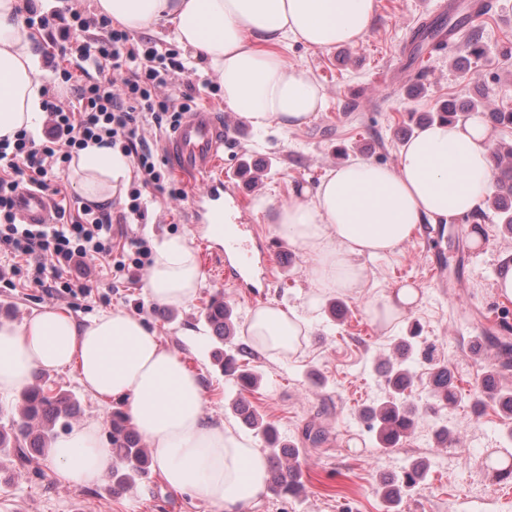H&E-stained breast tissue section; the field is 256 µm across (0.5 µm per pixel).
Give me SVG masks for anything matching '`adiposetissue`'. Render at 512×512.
Returning a JSON list of instances; mask_svg holds the SVG:
<instances>
[{"mask_svg": "<svg viewBox=\"0 0 512 512\" xmlns=\"http://www.w3.org/2000/svg\"><path fill=\"white\" fill-rule=\"evenodd\" d=\"M22 0H0V139L19 130L40 136L43 60L21 28ZM98 14L130 30L172 27L175 41L201 57L218 78L226 106L255 129H299L324 109L327 94L280 51L288 41L329 50L362 43L376 0H96ZM498 142L481 114L434 121L399 150L396 166L357 158L332 168L315 192L292 196L274 210L289 244L309 257V309L323 298L362 295L367 260L394 254L419 224L445 223L486 203ZM82 195L111 201L130 177V160L89 145L70 163ZM204 279L187 242L156 246L143 290L158 304L188 305ZM418 286L403 283L367 312L388 330L418 303ZM312 322L295 309L265 304L243 327L254 348L280 359L296 354ZM75 368L84 390L100 402L120 400L148 444L165 482L208 502L213 512H252L268 481L265 455L250 439L208 418L199 376L163 348L155 332L123 310L89 323L44 307L22 322L0 321V393L21 390L40 371ZM96 422L79 423L52 447L49 465L71 486L102 481L112 451Z\"/></svg>", "mask_w": 512, "mask_h": 512, "instance_id": "obj_1", "label": "adipose tissue"}]
</instances>
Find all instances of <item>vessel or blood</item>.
Masks as SVG:
<instances>
[{"mask_svg":"<svg viewBox=\"0 0 512 512\" xmlns=\"http://www.w3.org/2000/svg\"><path fill=\"white\" fill-rule=\"evenodd\" d=\"M226 137L223 113L205 107L186 114L166 138L164 151L176 173L198 178L202 184L194 196L190 221L199 225L202 241L214 254L225 282L249 288L256 268L272 267L274 259L270 249L253 247L248 238L243 190L224 182L221 165ZM50 210L49 198L39 190L19 191L16 212L22 223H46Z\"/></svg>","mask_w":512,"mask_h":512,"instance_id":"obj_1","label":"vessel or blood"}]
</instances>
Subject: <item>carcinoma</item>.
<instances>
[{
  "instance_id": "1",
  "label": "carcinoma",
  "mask_w": 512,
  "mask_h": 512,
  "mask_svg": "<svg viewBox=\"0 0 512 512\" xmlns=\"http://www.w3.org/2000/svg\"><path fill=\"white\" fill-rule=\"evenodd\" d=\"M444 22L433 21L422 24L416 32L413 43L420 47L435 39L443 29ZM484 110L479 100L458 101L450 99L441 104L438 112L421 118L420 125L435 119H457L469 112ZM497 171L493 185L491 203L498 215L502 231L512 235V147L497 145L494 151ZM213 338L222 343L233 332L232 309L224 304V298L213 299L203 311ZM488 345L497 349L498 362L487 369V377L478 382L472 399L481 404L487 398H496L503 410L512 415V394L503 391L500 377L512 369V344L501 336L485 337ZM394 358L379 364L378 373L383 378L388 394L375 404L365 408L361 419L369 431L375 434L383 448L395 446L406 436L420 416L417 407L407 402L406 389L415 376L413 364L419 358L431 359L429 347L421 346L416 336L407 333L399 336L392 347ZM253 350L247 344L235 346L225 351L215 348L213 358L223 370L238 373V383L243 388H253L259 383V375L252 369L237 366L238 358L252 356ZM454 375L448 365L434 362L430 367V386L433 396L445 405L456 402L453 385ZM79 416V401L67 390L56 387L47 380L31 385L19 393L14 405L0 409V453L14 456L13 474L21 476L25 469L37 463L38 458L49 453L54 443L57 425L70 426ZM245 424L262 434L270 447V481L268 490L288 496L303 492V473L299 465L284 467L279 458L285 451L277 448L275 434L271 427L254 414L244 417ZM112 454L115 466L108 476L112 489L129 490L149 475L150 457L141 443V438L122 413H114L109 419ZM429 466L422 460L410 462L403 470L400 480H383L378 491L389 504L401 501L404 492L422 483Z\"/></svg>"
}]
</instances>
